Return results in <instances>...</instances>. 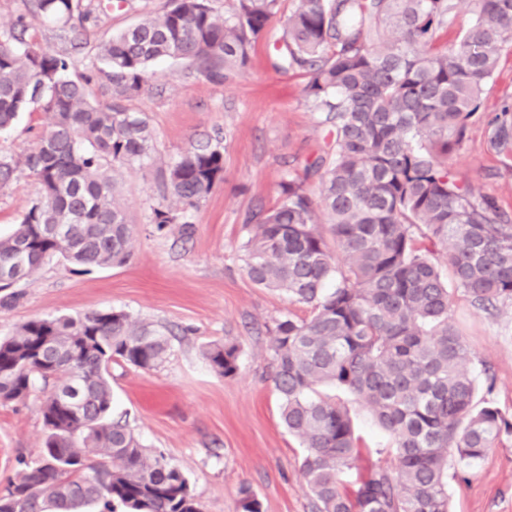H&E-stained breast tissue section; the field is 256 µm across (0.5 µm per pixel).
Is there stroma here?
<instances>
[{
  "mask_svg": "<svg viewBox=\"0 0 512 512\" xmlns=\"http://www.w3.org/2000/svg\"><path fill=\"white\" fill-rule=\"evenodd\" d=\"M169 0H127L124 8L95 11L81 34L55 22H36L28 35L51 52L68 54L79 74H94L103 63L97 46L159 15ZM272 42L255 44L248 67L225 83H213L192 67L167 60L151 64L153 77L129 100L144 113L155 138L152 161L120 168L118 189L134 220L130 259L113 267H78L55 259L16 289L0 307V338L18 325L49 316H77L123 310L132 319L167 327L172 351L156 369L112 364V416L125 419L147 451H162L188 478L202 512H242L239 490L249 487L262 512H313L300 474L304 449L280 419V401L270 378L271 332L291 307L284 294L256 286L244 269V224L252 212L273 207L286 164L319 151L325 132L307 100L299 71H276ZM512 102V46L501 52L486 88L480 117L467 144L450 163L456 179L495 198L512 214V161L489 145V120ZM46 118L22 112L0 132V151L18 156L32 147ZM224 138V181L191 213L190 233L173 224L157 233L152 209L161 201L155 164L176 157L208 135ZM38 196L34 180L21 177L0 189V235L12 232ZM449 315L474 358L471 368L479 397L512 412V305L488 314L454 293ZM212 341L240 348L234 376L216 375L201 355ZM360 437V469L394 470L389 436L364 405L340 389ZM41 393L0 402V495L16 478L20 461L39 459L44 427ZM452 512H512V436L502 437L474 466L448 463Z\"/></svg>",
  "mask_w": 512,
  "mask_h": 512,
  "instance_id": "obj_1",
  "label": "stroma"
}]
</instances>
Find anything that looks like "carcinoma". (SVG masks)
I'll use <instances>...</instances> for the list:
<instances>
[{
  "instance_id": "carcinoma-1",
  "label": "carcinoma",
  "mask_w": 512,
  "mask_h": 512,
  "mask_svg": "<svg viewBox=\"0 0 512 512\" xmlns=\"http://www.w3.org/2000/svg\"><path fill=\"white\" fill-rule=\"evenodd\" d=\"M282 0H232L219 15L209 0H170L98 45L105 62L93 78L26 38L39 19L76 30L90 17L83 0H33L0 39V131L31 108L48 118L24 154L0 155V189L25 174L40 197L0 238L3 304L46 262L122 265L131 256L128 207L117 169L154 151L146 117L125 101L148 84L149 65L186 61L210 82L247 67L254 44L273 40L274 67L306 77L305 96L320 114L322 152L285 170L281 198L248 217L246 273L309 315L288 311L270 339L274 389L288 433L305 448L300 471L315 512H448V457L466 466L512 435V417L478 398L472 351L450 323L456 290L482 311L512 304V217L451 175L480 96L503 47L512 43V0H471L474 23L442 48L455 0H293L283 26L271 27ZM492 147L512 156V107L492 123ZM318 180L311 195L307 183ZM224 182L223 137L191 146L157 171L153 209L162 230L183 224ZM44 336L74 340L70 366L41 347ZM171 344L163 331L122 310L31 319L0 339V401L44 393L43 453L23 463L0 512H77L101 502L124 512H201L183 472L151 454L111 417L109 366L151 370ZM203 358L219 376L236 374L240 349L210 342ZM78 384L76 414L59 394ZM343 389L366 404L391 438L399 462L372 468L356 489L358 442L347 406L319 392Z\"/></svg>"
}]
</instances>
